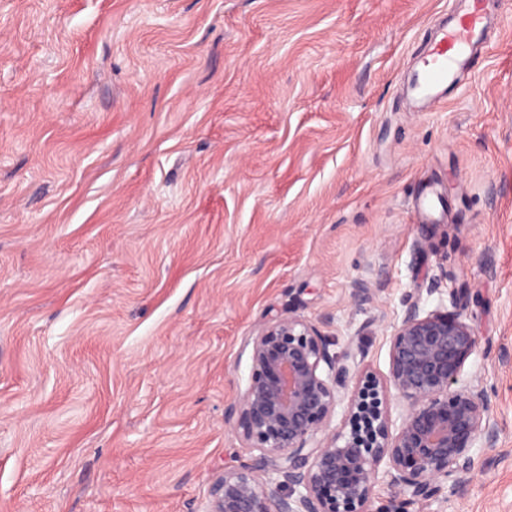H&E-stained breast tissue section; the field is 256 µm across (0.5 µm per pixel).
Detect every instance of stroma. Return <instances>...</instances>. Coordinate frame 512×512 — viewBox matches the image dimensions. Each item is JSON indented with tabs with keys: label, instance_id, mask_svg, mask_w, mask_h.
<instances>
[{
	"label": "stroma",
	"instance_id": "obj_1",
	"mask_svg": "<svg viewBox=\"0 0 512 512\" xmlns=\"http://www.w3.org/2000/svg\"><path fill=\"white\" fill-rule=\"evenodd\" d=\"M451 4L0 0V512H205L268 311L384 376L412 294L501 427L441 512H512V10L422 102Z\"/></svg>",
	"mask_w": 512,
	"mask_h": 512
}]
</instances>
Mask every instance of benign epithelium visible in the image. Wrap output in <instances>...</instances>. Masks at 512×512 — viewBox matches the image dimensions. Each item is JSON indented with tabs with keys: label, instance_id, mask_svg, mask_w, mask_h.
I'll return each instance as SVG.
<instances>
[{
	"label": "benign epithelium",
	"instance_id": "7a95c632",
	"mask_svg": "<svg viewBox=\"0 0 512 512\" xmlns=\"http://www.w3.org/2000/svg\"><path fill=\"white\" fill-rule=\"evenodd\" d=\"M330 345L294 314L272 316L253 337L248 386L226 413L250 462L215 480L206 512H423L468 482L472 449L494 447L487 391L465 372L480 340L463 314L408 303L382 379L350 363L349 352L339 363ZM351 379L346 399L340 389ZM380 484L391 494L376 507Z\"/></svg>",
	"mask_w": 512,
	"mask_h": 512
}]
</instances>
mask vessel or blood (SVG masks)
Masks as SVG:
<instances>
[{
	"label": "vessel or blood",
	"instance_id": "b4317fda",
	"mask_svg": "<svg viewBox=\"0 0 512 512\" xmlns=\"http://www.w3.org/2000/svg\"><path fill=\"white\" fill-rule=\"evenodd\" d=\"M455 26L442 28L417 71L414 87L423 99H436L468 74L474 54L485 44L488 14L484 0L457 9Z\"/></svg>",
	"mask_w": 512,
	"mask_h": 512
}]
</instances>
